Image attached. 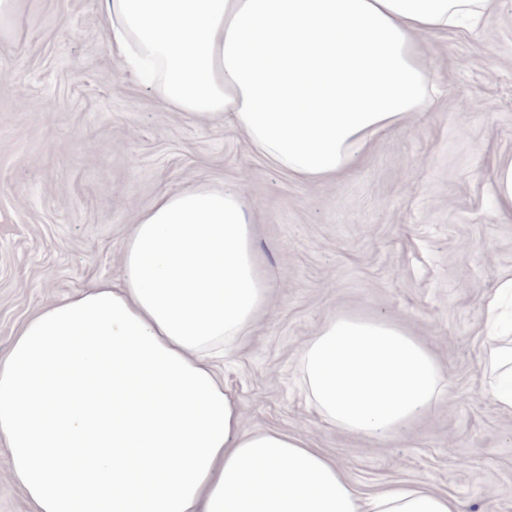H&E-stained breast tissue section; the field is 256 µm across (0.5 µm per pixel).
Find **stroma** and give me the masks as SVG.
Returning a JSON list of instances; mask_svg holds the SVG:
<instances>
[{"mask_svg": "<svg viewBox=\"0 0 512 512\" xmlns=\"http://www.w3.org/2000/svg\"><path fill=\"white\" fill-rule=\"evenodd\" d=\"M100 0H26L0 37V355L51 301L118 276L138 214L199 183L238 194L275 288L224 384L246 432L279 430L332 458L362 495L422 483L467 512H512V413L483 393L482 306L512 275V216L493 171L512 157V0L471 31L424 36L438 95L382 134L345 176L300 180L224 118L188 119L107 50ZM44 111L28 108V101ZM338 313L421 339L448 393L395 435L323 422L297 356Z\"/></svg>", "mask_w": 512, "mask_h": 512, "instance_id": "35a3bbf8", "label": "stroma"}]
</instances>
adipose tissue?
<instances>
[{
	"label": "adipose tissue",
	"mask_w": 512,
	"mask_h": 512,
	"mask_svg": "<svg viewBox=\"0 0 512 512\" xmlns=\"http://www.w3.org/2000/svg\"><path fill=\"white\" fill-rule=\"evenodd\" d=\"M497 0H103L107 48L191 119L231 115L294 177L352 168L382 133L428 111L419 35L467 31ZM237 194H161L115 280L55 300L0 356V441L31 512H463L429 487L362 497L302 437L245 432L218 372L271 302ZM512 277L484 303V389L512 412ZM306 403L378 438L444 395L424 342L375 316L327 319L300 350Z\"/></svg>",
	"instance_id": "1"
}]
</instances>
